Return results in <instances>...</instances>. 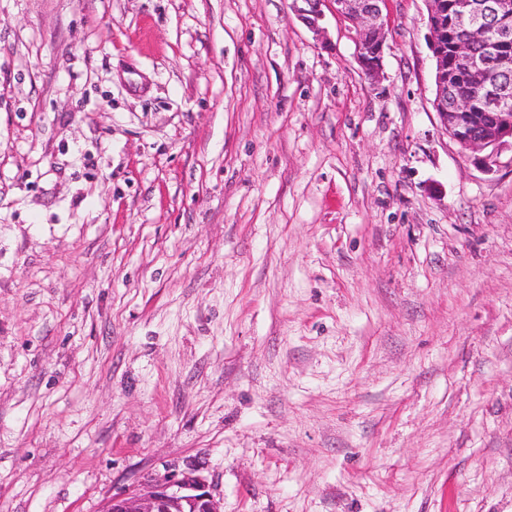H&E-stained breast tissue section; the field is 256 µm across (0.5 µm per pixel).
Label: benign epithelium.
<instances>
[{"instance_id": "benign-epithelium-1", "label": "benign epithelium", "mask_w": 512, "mask_h": 512, "mask_svg": "<svg viewBox=\"0 0 512 512\" xmlns=\"http://www.w3.org/2000/svg\"><path fill=\"white\" fill-rule=\"evenodd\" d=\"M299 15L313 32L319 34L324 0H302ZM336 13L351 20L358 61L366 79L378 83L384 77L383 59L386 34L380 22L383 0H333ZM428 10L429 48L435 60L434 103L443 101L444 93L459 78L487 66L504 74L512 72V0H481L466 5L452 16L444 0H426ZM495 18V39L487 43L484 54H475L473 40L486 39L487 19ZM468 35L453 48L444 43L448 25ZM512 98V87H498L474 99L458 98L453 109L440 107L438 121L447 136L471 154L473 164L484 172H492L500 164L503 151H512V119H498L497 110ZM103 512H222L210 484L191 468L176 466L163 473L148 472L137 483L109 498Z\"/></svg>"}]
</instances>
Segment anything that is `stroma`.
<instances>
[{"mask_svg":"<svg viewBox=\"0 0 512 512\" xmlns=\"http://www.w3.org/2000/svg\"><path fill=\"white\" fill-rule=\"evenodd\" d=\"M0 0V512H512V155L324 0ZM103 512H222L210 484L195 469L167 467L147 472L127 490L115 494Z\"/></svg>","mask_w":512,"mask_h":512,"instance_id":"obj_1","label":"stroma"}]
</instances>
